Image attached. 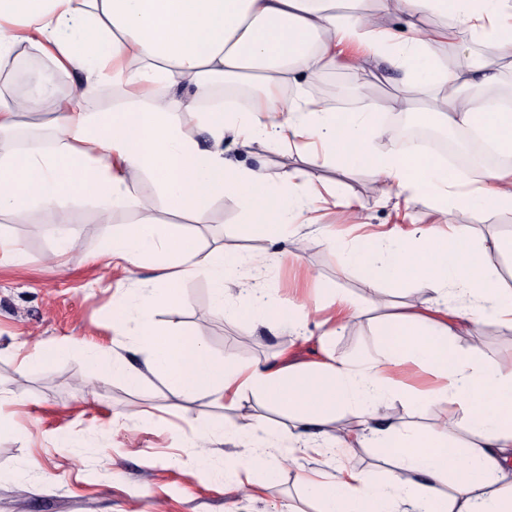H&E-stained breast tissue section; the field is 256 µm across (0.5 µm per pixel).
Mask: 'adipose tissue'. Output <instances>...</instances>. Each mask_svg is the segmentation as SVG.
Instances as JSON below:
<instances>
[{
    "label": "adipose tissue",
    "instance_id": "1",
    "mask_svg": "<svg viewBox=\"0 0 512 512\" xmlns=\"http://www.w3.org/2000/svg\"><path fill=\"white\" fill-rule=\"evenodd\" d=\"M410 31L401 38L376 28L370 15L354 12L353 0H0V60L17 46L47 57L53 72L35 75L24 98L0 96V215L25 222L29 211L52 209L68 198L94 202L104 225L105 254L133 271L152 258L156 285L140 289L139 341L149 354L146 370L123 359L91 353L96 381L119 376L137 387L146 374L165 379L178 393L201 394L213 403L240 407L256 393L293 414L298 426L321 437L324 447L372 446L397 458L401 467L389 482L337 467L335 474L307 477L303 485L319 512H512V484H504V465L512 458V365L484 361L460 352L455 340L464 328L492 319L512 324V292L500 286L495 255L512 249V240L469 241L457 217L478 220L483 211L512 209V163L480 170L473 189L462 192L464 177L433 162L417 146L391 144L375 154L373 141L384 136L377 121L380 104L366 100L357 112L327 109L320 100L285 101L281 87L297 75H320L336 62L338 48L363 46L369 58L400 68L403 82L444 96L448 109L414 108L416 120L473 134L495 151L512 156V107L490 99L460 95L478 65L459 54L454 71H443L438 45L458 31L512 51V0H381ZM441 15V30L419 27L421 13ZM77 74L79 91L57 109V142L47 150L31 144L20 150L3 142L18 126L20 113L39 107L54 71ZM247 78L264 88L246 109L205 110L214 80L233 85ZM119 87L123 100L106 110L87 103L100 86ZM185 85L182 97L162 91ZM195 114L209 134L210 147L182 131L185 113ZM281 115L271 123L272 115ZM260 138L279 150L313 138L326 159L341 166L368 165L380 194H408L433 204L444 228L430 227L386 245L352 250L351 264L364 269L368 285L412 280L419 292L414 312L388 324L385 343L368 363L332 358L309 370L291 365L242 368L213 357L203 337H186L156 326L157 304L178 299L180 284L202 276L213 285L216 305L224 303L230 272L261 269V254L220 252L199 257L183 225L143 218L135 227L113 223L114 214L133 200L139 176L155 179L170 209L205 223L216 196L234 197L246 211L263 206L288 231L299 211L321 201L313 186L291 194L293 179L273 177L224 161V132ZM469 299L465 309L445 308L453 295ZM404 360L418 362L442 380L440 389L414 391L411 404L422 409L448 398L458 404L474 439L461 447L448 437L453 418L421 431L387 422L380 413L391 391L387 372ZM348 411L361 429L340 439L328 425ZM258 415L242 411L227 433L248 442L267 432Z\"/></svg>",
    "mask_w": 512,
    "mask_h": 512
}]
</instances>
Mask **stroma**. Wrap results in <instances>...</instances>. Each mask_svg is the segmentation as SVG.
Listing matches in <instances>:
<instances>
[{
	"instance_id": "stroma-1",
	"label": "stroma",
	"mask_w": 512,
	"mask_h": 512,
	"mask_svg": "<svg viewBox=\"0 0 512 512\" xmlns=\"http://www.w3.org/2000/svg\"><path fill=\"white\" fill-rule=\"evenodd\" d=\"M354 50H345L334 67L318 76L298 75L299 93L322 98L327 107L358 110L365 98L381 103L378 120L385 128L406 118L403 99L417 90L403 86L400 73L379 63L380 79L357 84ZM320 143L301 144L273 152L262 141L228 135L224 156L270 175L302 171L311 175L323 197L319 211L300 217L287 238L273 237V214L247 212L232 197L214 198L203 224H189V234L202 254L216 249L262 253L265 267L237 272L226 285L224 305L235 318L215 311L210 281L185 280L180 298L156 308L153 319L164 326L205 337L211 353L241 366L293 364L310 367L328 356L354 360L379 348L384 326L408 312L415 301L412 281L381 284L371 291L364 272L346 261L350 249L364 246L366 236L381 239L436 225L437 211L404 198L382 197L367 167L352 170L328 164ZM343 191L363 221L350 223L345 207L333 193ZM135 203L115 216L122 224H139L149 216L174 223L153 178L140 176ZM0 234L17 240L27 260L0 266V417L11 422V433L0 436V512H316L306 494L303 475L335 473L337 465L374 473L386 479L389 468L372 448L321 450L318 440L303 438L293 445L290 463L274 477L257 471L251 496L234 490L239 460L253 452L277 460L288 443L289 422L260 397L249 396V411L268 418L275 438L250 445L219 434L222 424L237 418L232 406L217 407L201 397L171 392L163 378L147 375L137 388L122 379L92 385L93 368L84 347L94 344L121 355L135 367L147 354L135 337L118 336L112 322L120 315L135 319L136 288L152 280L155 270L145 263L127 273L104 256L103 227L94 204L77 200L51 211L32 209L27 223L0 216ZM264 290L272 304L305 303L318 307L320 318L335 316L337 297L363 308L362 316L345 324L330 342L320 339L315 323L304 325L300 337L285 344L287 325L255 320L249 297ZM124 298L125 309L115 301ZM63 343L65 355L40 368H27L25 357L46 345ZM460 351H475L486 361L512 364V327L486 322L471 326L456 339ZM398 390L386 397L381 410L393 423L420 427L438 424L451 408L443 402L414 411L401 389L437 387V379L406 362L388 373ZM198 426L215 428L208 456L192 445ZM151 464H144V456Z\"/></svg>"
}]
</instances>
